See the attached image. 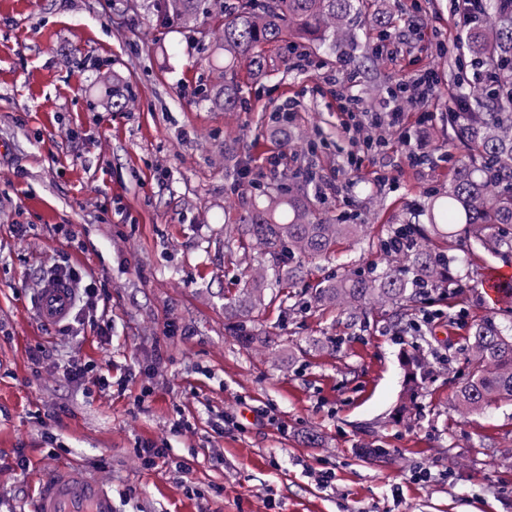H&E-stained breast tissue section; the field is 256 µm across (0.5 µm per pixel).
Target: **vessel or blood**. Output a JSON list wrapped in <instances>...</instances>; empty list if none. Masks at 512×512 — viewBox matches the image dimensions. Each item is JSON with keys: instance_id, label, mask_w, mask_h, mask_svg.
Listing matches in <instances>:
<instances>
[{"instance_id": "vessel-or-blood-1", "label": "vessel or blood", "mask_w": 512, "mask_h": 512, "mask_svg": "<svg viewBox=\"0 0 512 512\" xmlns=\"http://www.w3.org/2000/svg\"><path fill=\"white\" fill-rule=\"evenodd\" d=\"M73 296L63 278L50 276L36 300L38 316L46 322L66 320ZM32 512H112V493L91 477L61 471L44 479L33 499Z\"/></svg>"}]
</instances>
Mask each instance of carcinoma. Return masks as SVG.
<instances>
[{
  "instance_id": "obj_1",
  "label": "carcinoma",
  "mask_w": 512,
  "mask_h": 512,
  "mask_svg": "<svg viewBox=\"0 0 512 512\" xmlns=\"http://www.w3.org/2000/svg\"><path fill=\"white\" fill-rule=\"evenodd\" d=\"M213 0H154L157 12L192 30L210 14ZM223 17L209 66L224 70L220 93L199 89L232 110L239 103L240 70L250 77L268 67L266 48L288 43L355 58L360 31L376 33L377 47L391 37L386 12L366 15L367 0H219ZM476 68L478 90L467 112L448 113V129L460 152L448 188L428 194L419 207L425 222L409 220L390 227L385 251L396 264L381 270L347 269L318 282L311 301L337 307L350 321L373 306L390 307L410 327L420 305L434 291L456 287L455 257L478 251H512V0H478V21L459 38ZM288 187L241 198L230 232L238 235L250 282L226 298L224 313L244 345L254 340L252 312L279 298L276 286L304 274L305 259L327 256L342 241L357 238L361 224H338L316 209L306 169L283 175ZM466 374L455 391L457 408L482 414L493 404L512 403V319L485 317L470 327Z\"/></svg>"
}]
</instances>
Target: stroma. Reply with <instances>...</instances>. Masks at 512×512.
<instances>
[{
  "label": "stroma",
  "mask_w": 512,
  "mask_h": 512,
  "mask_svg": "<svg viewBox=\"0 0 512 512\" xmlns=\"http://www.w3.org/2000/svg\"><path fill=\"white\" fill-rule=\"evenodd\" d=\"M370 7L416 32L368 72L322 53L286 75L282 49H271L266 77L244 79L227 112L197 93L221 84L202 60L219 13L189 33L146 0H0V512H30L39 482L64 464L111 488L114 512H512V407L471 416L452 401L473 320L512 314V297L495 303L482 290L492 272L512 270V254L468 260L458 292L425 304L432 320L418 334L395 335L388 308L352 325L304 304L328 276L389 265V226L447 187L457 156L448 97L473 71L469 56L435 52L459 33L451 0ZM428 71L432 98L407 111L428 161L410 164L391 129L385 146L366 147L338 88L356 76L359 111L377 112L389 88ZM116 78L129 91L119 111ZM286 111L324 210L364 230L308 264L291 306L257 309L245 348L224 316L245 274L224 212L280 183L267 163L278 140L255 117ZM229 140L244 171L224 166ZM65 263L105 285L95 316L109 321L107 335L37 318L40 273ZM37 342L51 355L35 364ZM417 348L429 375L406 405L401 353ZM74 360L111 364L123 390H74L63 377ZM47 431L66 451L48 452ZM160 441L165 465L141 467L137 448ZM364 448L388 455L369 461Z\"/></svg>",
  "instance_id": "1"
}]
</instances>
